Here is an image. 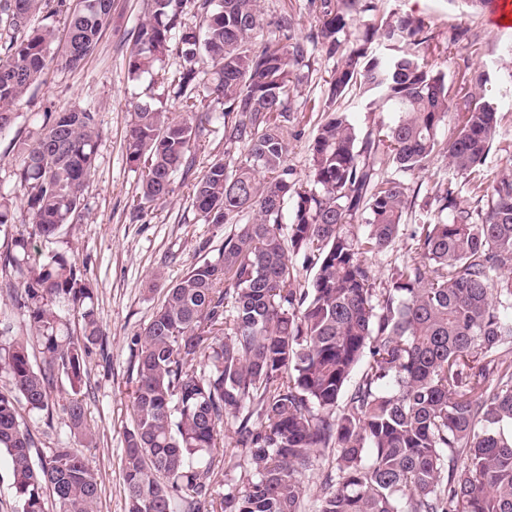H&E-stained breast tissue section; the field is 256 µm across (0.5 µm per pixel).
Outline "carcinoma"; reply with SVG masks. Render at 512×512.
<instances>
[{
	"label": "carcinoma",
	"mask_w": 512,
	"mask_h": 512,
	"mask_svg": "<svg viewBox=\"0 0 512 512\" xmlns=\"http://www.w3.org/2000/svg\"><path fill=\"white\" fill-rule=\"evenodd\" d=\"M43 3L0 0V133L48 65L76 68L94 51L112 13V0H57L66 25L55 50L53 28L28 26ZM182 5L147 0L127 62L137 80L181 44L184 66L167 83L182 114L136 104L127 161L141 200L165 201L175 175L192 171L195 145L222 121L224 157L198 177L193 206L202 223L239 231L167 288L132 340L127 512H302L303 477L321 457L334 472L320 483L318 512H512V170L491 182L484 174L500 121L484 95L489 73L448 85L420 55L431 35L414 15L366 28L328 82L327 116L300 180L287 163L306 55L295 17L281 16L278 38L264 41L260 0H200L197 31L182 24ZM372 10L373 0H323L309 38L334 52L350 21ZM202 66L220 109L198 104ZM355 84L397 114L392 124L358 136L336 111ZM448 123L452 133L440 136ZM98 124L86 108L46 112L34 142L18 145L28 236L11 233L13 202L0 195V234L10 240L0 270L25 277L9 293L28 317L24 334L0 322V371L10 381L0 391V453L16 512H46V488L55 512H97L100 498L82 450L65 445L34 460L19 414L22 405L59 409L78 443L95 439L80 398L85 359L103 340L93 290L64 254L33 263L29 245L57 239L75 220ZM437 156L465 177L476 206L461 205L451 178L436 181L410 248L379 282L369 258L389 251L411 208L403 177ZM297 257L314 269L306 284ZM62 377L71 394L60 403ZM223 444L237 449L245 473L225 480L218 498Z\"/></svg>",
	"instance_id": "1"
}]
</instances>
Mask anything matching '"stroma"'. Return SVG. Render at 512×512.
Masks as SVG:
<instances>
[{"label":"stroma","instance_id":"1","mask_svg":"<svg viewBox=\"0 0 512 512\" xmlns=\"http://www.w3.org/2000/svg\"><path fill=\"white\" fill-rule=\"evenodd\" d=\"M320 0H262L267 18L292 13L299 21L294 36L304 42L306 78L295 95L288 125L289 164L298 179L308 173L309 145L321 121L327 83L365 28L397 13L422 17L433 37L423 46L425 57L438 61L449 82H457L464 66L489 71L487 95L498 103L504 118L498 128L501 142H512V26L496 27L489 14L473 13L464 0H375L374 11L357 16L341 38V50L328 53L308 35L320 18ZM146 0H112V22L93 54L78 68L49 67L41 81L24 96L11 128L0 133V194L13 201L15 231L25 222V201L14 187L15 143L27 139L44 113L88 108L99 117L95 168L81 197V215L66 225L53 242H35L37 256L61 252L89 281L97 305L103 343L93 346L86 359L87 385L84 408L96 438L86 453L102 483L98 512H125L120 460L128 407L135 388L136 371L131 341L159 307L167 285L202 259L216 255L233 225L215 227L200 223L192 206L193 185L208 164L224 155V129L214 125L196 148V162L187 178H176L175 193L164 203L141 204L139 173L126 159V136L133 105L150 101L174 108L160 79L145 75L129 79L126 57L132 36L144 18ZM460 27L477 33L478 47L467 42L453 45L448 57L438 58L436 45L447 42ZM338 107L347 112L358 134L377 124L392 123L396 115L370 104L358 91H350ZM38 453L65 443L67 420L23 413Z\"/></svg>","mask_w":512,"mask_h":512}]
</instances>
